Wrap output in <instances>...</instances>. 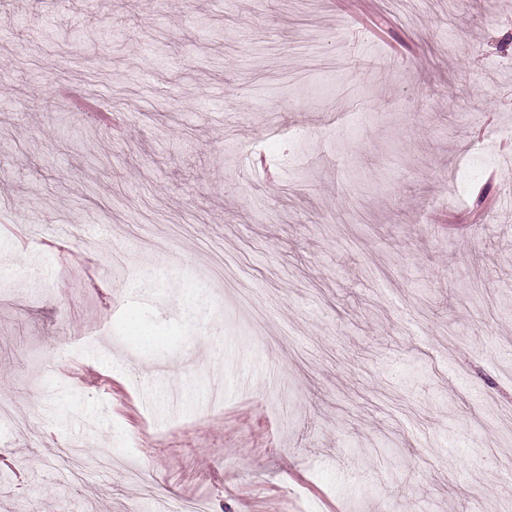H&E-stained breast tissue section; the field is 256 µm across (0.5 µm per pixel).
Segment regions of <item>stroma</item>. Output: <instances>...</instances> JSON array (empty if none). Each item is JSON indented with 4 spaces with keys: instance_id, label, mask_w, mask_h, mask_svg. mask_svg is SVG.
Returning <instances> with one entry per match:
<instances>
[{
    "instance_id": "35a3bbf8",
    "label": "stroma",
    "mask_w": 512,
    "mask_h": 512,
    "mask_svg": "<svg viewBox=\"0 0 512 512\" xmlns=\"http://www.w3.org/2000/svg\"><path fill=\"white\" fill-rule=\"evenodd\" d=\"M8 8L0 512H512V0Z\"/></svg>"
}]
</instances>
